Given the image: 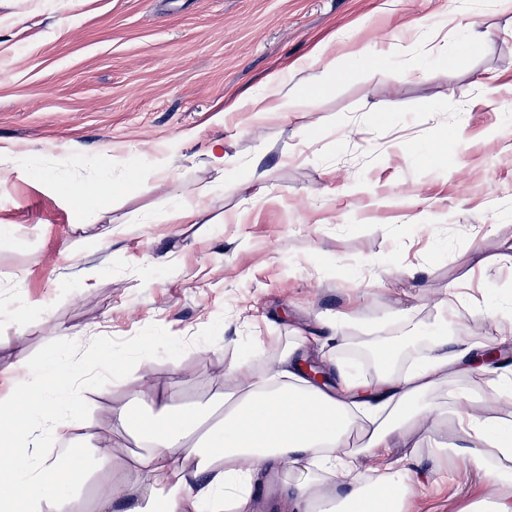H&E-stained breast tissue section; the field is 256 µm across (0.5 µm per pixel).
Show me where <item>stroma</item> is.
I'll return each mask as SVG.
<instances>
[{"mask_svg":"<svg viewBox=\"0 0 512 512\" xmlns=\"http://www.w3.org/2000/svg\"><path fill=\"white\" fill-rule=\"evenodd\" d=\"M475 18L489 30L477 46ZM321 71L330 79L307 87ZM274 72L306 92L301 111H230ZM0 146L31 156L0 175V363L95 374L83 407L93 435L71 441L86 470L57 512H97L125 437L112 411L132 403L135 380L179 412L231 383L232 361L266 363L347 308L355 339L417 337L404 361L421 338L479 341L512 319L442 303L468 272L487 299L512 295V262L485 273L472 257L477 242L490 254L512 244L503 0H0ZM73 177L100 214L69 195ZM199 189L192 223H164ZM410 267L418 275L402 277ZM112 355L117 373L98 371ZM488 391L485 378H451L436 398L512 415ZM428 435L421 425L420 512H466L486 480L438 467ZM307 475L287 462L258 480L259 512Z\"/></svg>","mask_w":512,"mask_h":512,"instance_id":"stroma-1","label":"stroma"}]
</instances>
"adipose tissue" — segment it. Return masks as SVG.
I'll return each instance as SVG.
<instances>
[{
  "instance_id": "obj_1",
  "label": "adipose tissue",
  "mask_w": 512,
  "mask_h": 512,
  "mask_svg": "<svg viewBox=\"0 0 512 512\" xmlns=\"http://www.w3.org/2000/svg\"><path fill=\"white\" fill-rule=\"evenodd\" d=\"M301 105L273 73L235 107L267 114ZM312 342L297 336L261 367L245 358L234 362L231 387L211 404L179 414L149 384L137 385L135 394L151 413L136 417L129 405L116 411L117 426L138 450L127 458L122 447L113 448L128 477L113 483L100 512H254L256 471L289 459L312 470L290 489L294 512H413L419 487L409 475L418 463L415 433L423 415L431 420L440 462L463 463L488 479L491 495L471 512H512V421L486 416L462 396L448 407L432 401L448 377L479 374L511 405L512 365L491 362L487 353L512 343V324L499 336L461 340L453 349L447 337H433L420 359L376 368L369 378L338 364L332 386L315 384L302 371ZM0 381L8 388L0 396V424L22 414L43 427L31 442L36 459L14 463L11 479L0 477V512H45L83 470L81 453L67 442L71 432L89 428L81 417L85 382L53 360L34 369L0 364ZM450 425L456 436L446 442L441 433ZM52 442L57 451L44 454ZM395 448L403 456H392ZM368 459L375 468H365Z\"/></svg>"
}]
</instances>
